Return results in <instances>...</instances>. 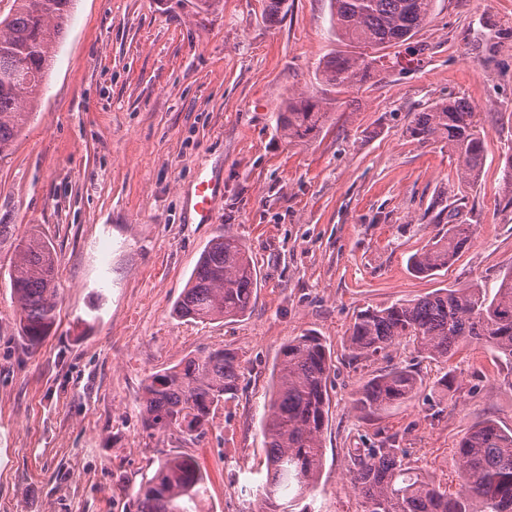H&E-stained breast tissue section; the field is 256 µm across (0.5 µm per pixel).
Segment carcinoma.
Returning <instances> with one entry per match:
<instances>
[{"label": "carcinoma", "instance_id": "obj_1", "mask_svg": "<svg viewBox=\"0 0 512 512\" xmlns=\"http://www.w3.org/2000/svg\"><path fill=\"white\" fill-rule=\"evenodd\" d=\"M71 0H13L0 17V161L12 153L27 123L23 105L39 99L53 45ZM338 41L360 52H338L320 67V82L340 93L371 79L375 52L410 40L430 22L436 0H329ZM332 99L290 95L277 112L276 127L288 143L307 140L329 118ZM408 133L418 143L448 142L456 160V188L448 203L438 199L423 218L439 225L428 248L410 258L414 272L432 276L448 267L470 243L474 225L456 216L466 193L479 185L486 164L484 130L478 113L462 97L441 98L415 113ZM500 192L512 207V156L503 167ZM18 258L11 288L19 311V332L30 351L49 335L57 307L54 250L31 234L13 242ZM257 271L246 245L235 235L216 236L201 254L174 310L182 318L234 320L252 307ZM486 344L512 365V269L493 287L478 284L442 288L422 298L358 311L346 338L351 357L386 359L391 349L412 346L430 362L449 361L469 342ZM332 355L313 333L288 341L273 375V393L263 423L266 474L259 512H294L313 489L322 466V437L328 424L327 381ZM237 354L214 349L151 377L141 401L148 427L177 429L199 437L210 414L234 398L241 380ZM422 385L412 366L391 365L363 383L352 404L363 418L412 398ZM408 449L395 434L372 448H355L351 480L362 512H512V429L493 420L472 428L458 445V489L450 493L406 466ZM205 475L188 457L161 461L136 491L139 512H197Z\"/></svg>", "mask_w": 512, "mask_h": 512}]
</instances>
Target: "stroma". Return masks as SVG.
<instances>
[{"mask_svg":"<svg viewBox=\"0 0 512 512\" xmlns=\"http://www.w3.org/2000/svg\"><path fill=\"white\" fill-rule=\"evenodd\" d=\"M342 48L329 0H288L274 21L263 0L204 13L195 0H73L40 101L0 161V512H137L141 480L180 455L208 476L205 512H257L273 370L307 332L333 361L311 512H360L348 451L379 436L398 434L412 466L453 491L465 434L487 419L512 429V366L481 344L447 364L398 347L393 363L420 369L423 388L373 420L352 395L383 363L346 348L358 310L490 286L512 268V208L498 202L512 155V0H436L410 45L382 50L364 87L337 94L319 134L288 143L280 106L324 95L320 64ZM448 96L479 112L487 161L457 217L475 226L471 244L423 278L409 259L436 228L419 218L447 196L456 163L408 127ZM202 178L224 189L211 224L193 208ZM226 229L257 269L249 314L178 318L202 251ZM30 233L58 269L55 325L34 352L11 288V242ZM216 348L238 355L243 376L206 434L146 428V381Z\"/></svg>","mask_w":512,"mask_h":512,"instance_id":"1","label":"stroma"}]
</instances>
